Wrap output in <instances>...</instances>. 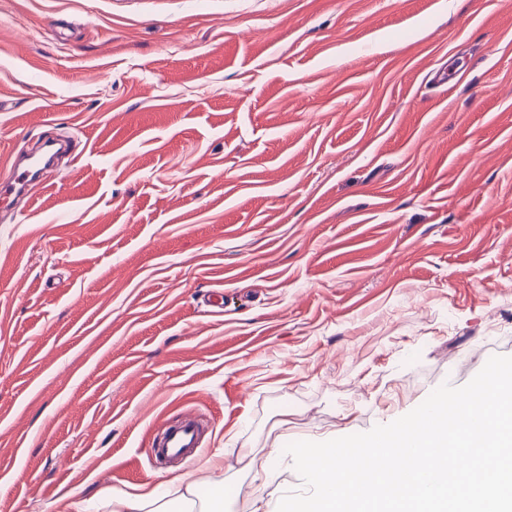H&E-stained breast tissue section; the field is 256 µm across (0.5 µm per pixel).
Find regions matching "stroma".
I'll return each mask as SVG.
<instances>
[{"mask_svg": "<svg viewBox=\"0 0 512 512\" xmlns=\"http://www.w3.org/2000/svg\"><path fill=\"white\" fill-rule=\"evenodd\" d=\"M463 69L445 89L434 70ZM0 512L365 432L512 356V0H0ZM23 154V148L11 155L9 161L1 164L0 173V197L18 194L21 189L26 190V194L31 193L33 187L39 185L40 179L44 172L49 169L45 164L42 169L35 172V169L41 167L42 161L37 159L26 168L21 167L19 158ZM43 172L40 176L38 174ZM205 421L202 415L183 411L175 419L158 423L151 443L155 460L174 458L183 463L196 459L205 447L201 437Z\"/></svg>", "mask_w": 512, "mask_h": 512, "instance_id": "obj_1", "label": "stroma"}]
</instances>
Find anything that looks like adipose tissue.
Here are the masks:
<instances>
[{
  "mask_svg": "<svg viewBox=\"0 0 512 512\" xmlns=\"http://www.w3.org/2000/svg\"><path fill=\"white\" fill-rule=\"evenodd\" d=\"M198 484L195 472L191 471L158 484L145 482L104 490L97 500L101 512H167L166 505L171 501L181 503L183 512H223V502L206 503L197 497Z\"/></svg>",
  "mask_w": 512,
  "mask_h": 512,
  "instance_id": "1",
  "label": "adipose tissue"
}]
</instances>
